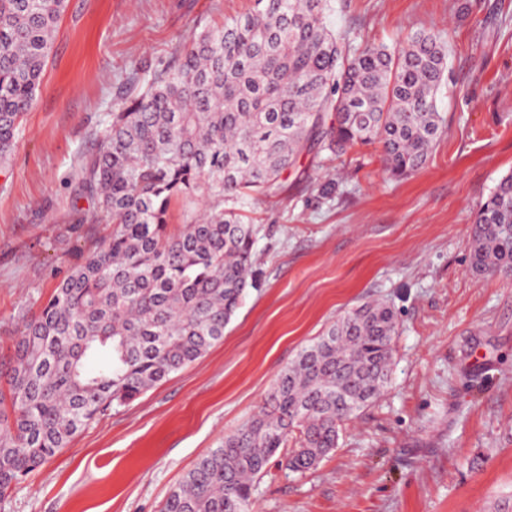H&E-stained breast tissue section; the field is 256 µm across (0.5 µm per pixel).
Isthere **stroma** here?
Listing matches in <instances>:
<instances>
[{
    "instance_id": "35a3bbf8",
    "label": "stroma",
    "mask_w": 512,
    "mask_h": 512,
    "mask_svg": "<svg viewBox=\"0 0 512 512\" xmlns=\"http://www.w3.org/2000/svg\"><path fill=\"white\" fill-rule=\"evenodd\" d=\"M335 30L393 44L448 35L445 132L421 170L389 178L378 148L301 157L280 202L259 201L256 286L197 362L101 412L0 500V512H160L277 374L349 308L399 322L387 391L304 475L277 463L254 512H512V278L469 270L474 214L512 172V0H334ZM254 0H67L34 104L0 168V352L108 234L90 220L83 157L134 70ZM332 176L333 196L311 178Z\"/></svg>"
}]
</instances>
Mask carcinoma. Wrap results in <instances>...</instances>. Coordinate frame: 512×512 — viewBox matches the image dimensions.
Returning <instances> with one entry per match:
<instances>
[{"instance_id":"1","label":"carcinoma","mask_w":512,"mask_h":512,"mask_svg":"<svg viewBox=\"0 0 512 512\" xmlns=\"http://www.w3.org/2000/svg\"><path fill=\"white\" fill-rule=\"evenodd\" d=\"M66 0H0V164L34 102ZM331 0H255L205 28L166 68L135 71L120 111L82 160L94 220L110 226L23 326L0 360V498L113 404L124 405L203 357L255 287L257 228L245 209L276 199L281 176L310 153L378 145L385 173L428 162L444 119L441 32L391 47L328 27ZM199 200L178 233L171 205ZM469 268L512 277V174L479 205ZM397 317L362 303L278 374L269 402L198 459L161 512H252L256 480L303 474L337 447L343 426L389 382Z\"/></svg>"}]
</instances>
